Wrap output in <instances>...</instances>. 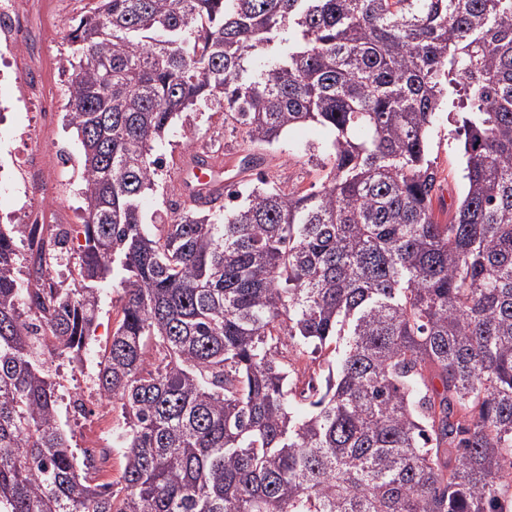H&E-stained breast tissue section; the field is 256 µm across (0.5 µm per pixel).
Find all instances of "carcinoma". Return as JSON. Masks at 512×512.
Wrapping results in <instances>:
<instances>
[{"label": "carcinoma", "mask_w": 512, "mask_h": 512, "mask_svg": "<svg viewBox=\"0 0 512 512\" xmlns=\"http://www.w3.org/2000/svg\"><path fill=\"white\" fill-rule=\"evenodd\" d=\"M67 38L84 245L0 225V512H512V0H96ZM213 102L251 146L326 128L321 187L248 154L158 223L156 147ZM108 280L100 481L52 363ZM439 121L433 129L430 143L431 156L436 158L438 167L441 171V177L445 180L441 183V189L438 196L441 200L436 201L435 209L439 219L442 222L448 220V202L449 197H457L458 183L457 179L461 169L460 142L456 135L455 123L448 120V110L444 109L439 114ZM445 206L444 213L438 211L440 207ZM447 211V212H446Z\"/></svg>", "instance_id": "1"}]
</instances>
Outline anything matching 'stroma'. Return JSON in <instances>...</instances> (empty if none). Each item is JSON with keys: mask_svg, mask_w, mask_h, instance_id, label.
<instances>
[{"mask_svg": "<svg viewBox=\"0 0 512 512\" xmlns=\"http://www.w3.org/2000/svg\"><path fill=\"white\" fill-rule=\"evenodd\" d=\"M26 3L28 40L14 52L0 47V163L8 162L12 153L32 148L39 153L44 176L23 195L16 182L0 179V225L21 224L33 216L49 224L77 225L84 207L82 169L79 143L66 126L63 90L71 74L63 70L62 62L71 52L68 25L90 8L92 0ZM455 129L443 114L431 136V155L443 178L438 195L444 202L458 194L461 155ZM328 138V131L316 125L289 130L280 144L264 149L266 171L288 189L321 185L326 170L317 148ZM202 151L217 152L229 163L241 158V140L225 130L219 105L183 113L159 143L156 153L163 167L156 190L146 199L148 209L163 211L183 201L184 166L191 154ZM118 306L117 293L103 286L95 334L85 354L88 363H96L109 345Z\"/></svg>", "mask_w": 512, "mask_h": 512, "instance_id": "obj_1", "label": "stroma"}]
</instances>
